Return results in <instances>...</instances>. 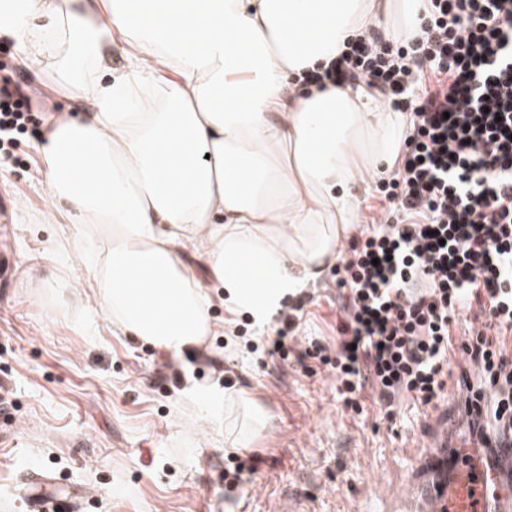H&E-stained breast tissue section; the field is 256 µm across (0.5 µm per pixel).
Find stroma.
I'll return each instance as SVG.
<instances>
[{"instance_id":"stroma-1","label":"stroma","mask_w":512,"mask_h":512,"mask_svg":"<svg viewBox=\"0 0 512 512\" xmlns=\"http://www.w3.org/2000/svg\"><path fill=\"white\" fill-rule=\"evenodd\" d=\"M1 63L38 116L25 155L0 167V262L10 271L0 288V512H27L19 490L35 473L83 489L79 512H406L430 408L401 403L390 422L372 404L344 408L318 361L232 344L263 329L245 312L224 328L217 299L215 330L175 357L124 335L91 294L65 287L57 246L80 240L81 228L51 215L35 146L72 103L48 72L19 65L15 44L0 42ZM307 293L300 333L332 344L341 305L333 267ZM245 395L269 421L239 451L260 455L256 473L231 493L224 410Z\"/></svg>"}]
</instances>
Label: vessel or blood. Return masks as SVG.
I'll return each instance as SVG.
<instances>
[{
    "label": "vessel or blood",
    "mask_w": 512,
    "mask_h": 512,
    "mask_svg": "<svg viewBox=\"0 0 512 512\" xmlns=\"http://www.w3.org/2000/svg\"><path fill=\"white\" fill-rule=\"evenodd\" d=\"M463 398H456L453 409H439L425 452L411 471V494L419 512H512V501L490 494L484 478L461 470L447 481L440 480L435 465L448 448V432L465 423ZM55 481L45 475L29 477L22 496L33 512H70L77 490L61 494Z\"/></svg>",
    "instance_id": "1"
}]
</instances>
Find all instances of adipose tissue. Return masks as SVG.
Here are the masks:
<instances>
[{
  "instance_id": "ef3b65f1",
  "label": "adipose tissue",
  "mask_w": 512,
  "mask_h": 512,
  "mask_svg": "<svg viewBox=\"0 0 512 512\" xmlns=\"http://www.w3.org/2000/svg\"><path fill=\"white\" fill-rule=\"evenodd\" d=\"M420 0H0V40L49 64L83 114L37 152L58 214L94 243L71 270L125 335L178 355L213 328L210 287L264 325L336 260L360 174L405 120L347 85L299 80ZM128 65L113 72V46Z\"/></svg>"
}]
</instances>
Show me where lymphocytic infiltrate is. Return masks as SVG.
Returning <instances> with one entry per match:
<instances>
[{"mask_svg":"<svg viewBox=\"0 0 512 512\" xmlns=\"http://www.w3.org/2000/svg\"><path fill=\"white\" fill-rule=\"evenodd\" d=\"M306 82L365 85L407 114L394 171L378 190L393 219L372 220L336 266L343 314L336 345L302 346L287 312L264 341L269 355L329 367L344 407L437 405L456 384L473 414L470 447L448 467L499 471L512 456V0H429L413 37L367 33ZM29 101L0 76V151L19 148ZM478 327L457 336L466 311ZM460 356L480 379L453 374Z\"/></svg>","mask_w":512,"mask_h":512,"instance_id":"f902f5d3","label":"lymphocytic infiltrate"}]
</instances>
